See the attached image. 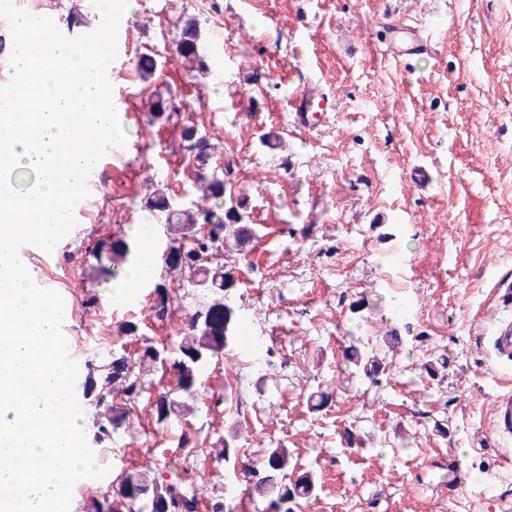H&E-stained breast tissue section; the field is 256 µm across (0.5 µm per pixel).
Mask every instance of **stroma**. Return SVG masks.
Masks as SVG:
<instances>
[{
  "label": "stroma",
  "mask_w": 512,
  "mask_h": 512,
  "mask_svg": "<svg viewBox=\"0 0 512 512\" xmlns=\"http://www.w3.org/2000/svg\"><path fill=\"white\" fill-rule=\"evenodd\" d=\"M68 37L89 0H36ZM197 19L207 69L171 53L178 16ZM432 31L431 56L387 54L388 23ZM115 85L131 88L130 151L117 161L77 231L30 274L76 300L65 333L90 448L97 438V365L112 353L140 363L145 390L110 398L119 453L101 479H82L70 512H98L123 477L158 489L208 483L199 512L224 497L238 453L288 452L313 472L296 512H503L512 446L488 441L492 406L512 391L483 340L498 315L493 289L512 277V0H136ZM153 54L142 79L129 57ZM320 90L336 101L320 127L293 125L289 99ZM174 91L182 116L216 145L247 226L203 266L169 275L165 261L141 299L112 286L94 247L135 235L156 189L183 204L198 195L180 125L152 121L145 103ZM428 165L430 190L410 173ZM229 274L234 321L263 343L248 366L235 346L214 353L196 399L158 421L159 393L177 386L147 348L183 343L202 307L204 270ZM175 300L157 314V284ZM373 351L379 382L348 376V345Z\"/></svg>",
  "instance_id": "35a3bbf8"
}]
</instances>
